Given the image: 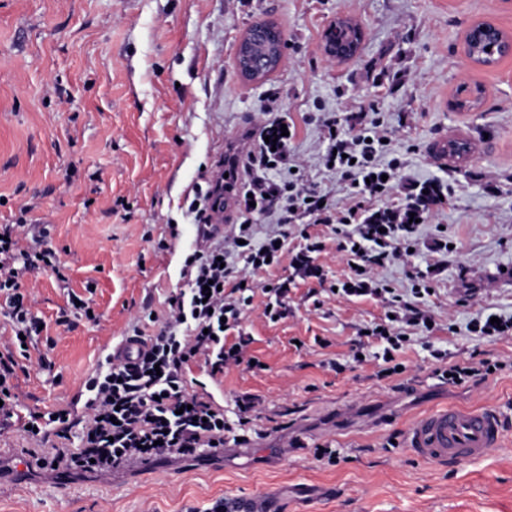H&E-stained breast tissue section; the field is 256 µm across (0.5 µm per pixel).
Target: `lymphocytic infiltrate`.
I'll return each instance as SVG.
<instances>
[{
  "label": "lymphocytic infiltrate",
  "instance_id": "f902f5d3",
  "mask_svg": "<svg viewBox=\"0 0 512 512\" xmlns=\"http://www.w3.org/2000/svg\"><path fill=\"white\" fill-rule=\"evenodd\" d=\"M275 120L264 126V139L247 151L248 179L238 201L241 221L230 235L217 238L207 224L208 203H219L220 188L207 189L195 200L197 243L185 260L186 286L168 300V310L158 331L145 338V347L134 356L110 361L89 379L91 396L87 412L71 418L68 411L30 413L29 437L38 444L48 441L47 428L57 424V435H76L77 448H59L41 460L42 466L71 471H109L132 460H152L163 455H193L211 445H224L228 434L249 420L258 399L242 395L235 400V417L227 419L218 407L193 388L186 377L190 361L202 359L209 376L241 365L251 342L243 327L253 299V283L245 270L267 264H287V276L270 281L263 308L264 317L278 322L287 317L288 294L298 282L326 278L319 259L326 249L310 226L323 224L336 236L337 250L351 270L337 281V293L346 299H385L390 315L369 329L384 341V353L395 354L404 344L405 328L432 331L435 322L422 308L431 295V281L446 265L449 241L445 235L423 239L421 224L427 221L441 196L443 181L412 184L404 199L393 201L396 179L404 162L390 156L384 142L381 118L360 122L345 131L336 118L322 124L325 150L322 165L346 182L345 200L307 186L293 171L290 137L281 133ZM280 171L272 179L270 170ZM274 217L276 231L257 239V217ZM296 231L303 244L290 248L289 231ZM31 237V248L19 245L20 234ZM46 228L36 224L0 225V315L8 318L14 332L11 348L0 351V431L12 425L20 405L13 379L17 362L14 348H26L40 335L41 320L33 315L21 291L25 275L51 254L42 244ZM427 249L433 262L416 272L409 292L400 294L377 275L379 268ZM238 339L227 343L228 333Z\"/></svg>",
  "mask_w": 512,
  "mask_h": 512
}]
</instances>
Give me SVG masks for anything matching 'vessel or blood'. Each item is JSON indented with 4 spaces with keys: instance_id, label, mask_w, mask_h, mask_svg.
Masks as SVG:
<instances>
[{
    "instance_id": "1",
    "label": "vessel or blood",
    "mask_w": 512,
    "mask_h": 512,
    "mask_svg": "<svg viewBox=\"0 0 512 512\" xmlns=\"http://www.w3.org/2000/svg\"><path fill=\"white\" fill-rule=\"evenodd\" d=\"M481 149V140L461 127L427 146L430 156L451 169L467 168ZM503 433L502 419L495 409L448 406L412 419L406 429L405 444L420 459L463 465L489 456L500 447ZM273 505L272 497L256 494L226 499L224 508L226 512H271Z\"/></svg>"
}]
</instances>
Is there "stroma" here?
Listing matches in <instances>:
<instances>
[{
    "label": "stroma",
    "mask_w": 512,
    "mask_h": 512,
    "mask_svg": "<svg viewBox=\"0 0 512 512\" xmlns=\"http://www.w3.org/2000/svg\"><path fill=\"white\" fill-rule=\"evenodd\" d=\"M361 22L357 56L339 65L324 53L336 15ZM486 19L512 34V0H0V225H47L63 277L24 280L47 331L17 355L24 409L68 408L94 375L103 347L133 329L153 333L150 314L185 284L196 228L190 205L236 145L265 120L297 121L292 151L306 184L344 197L320 165L321 121L378 112L401 182L441 179L452 193L422 227L458 243L425 307L436 326L411 331L379 374L380 343L359 334L385 302L310 297L294 289L278 323L262 316L253 275L246 325L259 367L226 370L207 390L232 409L256 395L258 433L243 455L216 465L170 457L136 478L126 471L73 474L41 468L21 422L0 433V463L13 479L0 512H213L227 498L267 492L278 512H512V335L487 341L466 326L479 308L512 316V61L472 63L464 33ZM276 22L287 47L264 80L245 81L237 45L252 25ZM483 87L474 111L454 107L458 82ZM470 126L487 146L465 170L428 154L449 128ZM89 299L94 319H56L70 294ZM448 363L489 358L508 370L451 386L434 375ZM47 357L51 369L39 366ZM343 371L329 368L330 360ZM491 407L505 439L489 457L440 465L414 456L405 428L444 406ZM336 452L335 462L321 449Z\"/></svg>",
    "instance_id": "obj_1"
}]
</instances>
